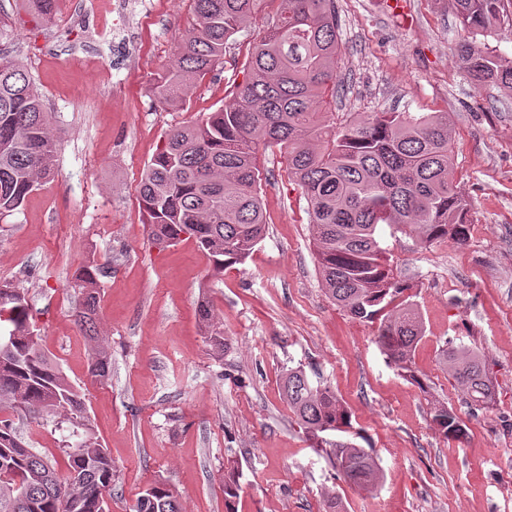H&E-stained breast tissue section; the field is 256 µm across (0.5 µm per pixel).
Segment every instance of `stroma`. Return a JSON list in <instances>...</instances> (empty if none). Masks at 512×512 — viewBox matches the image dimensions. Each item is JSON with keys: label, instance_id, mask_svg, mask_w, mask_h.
<instances>
[{"label": "stroma", "instance_id": "35a3bbf8", "mask_svg": "<svg viewBox=\"0 0 512 512\" xmlns=\"http://www.w3.org/2000/svg\"><path fill=\"white\" fill-rule=\"evenodd\" d=\"M336 0L342 53L337 115L444 112L455 181L470 204L468 238L421 244L386 237L394 277L407 282L424 322L413 362L419 383L388 366L378 322L352 318L326 296L307 201L280 148L262 152L268 229L244 263L214 275L193 240L155 243L139 182L166 132L230 102L249 77L248 51L275 19L266 6L230 39L224 64L160 111L157 77L196 23L191 0H58L52 23L22 0H0V55L22 61L54 117L50 179L0 221V283L24 291L45 350L85 397L116 468L112 512L166 484L183 512H225L224 465L241 474L237 512H324L335 491L344 512H512V95L477 88L452 55L450 0ZM106 265L98 318L112 373L89 372L72 288L86 263ZM208 300L227 347L214 357L196 307ZM478 349L495 387L470 409L440 363L442 350ZM330 386L351 414L380 480L370 491L339 477L330 446L313 447L281 393L288 370ZM464 422V441L433 427L434 404ZM31 448L53 455L68 432L54 418L20 417Z\"/></svg>", "mask_w": 512, "mask_h": 512}]
</instances>
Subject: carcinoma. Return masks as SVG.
<instances>
[{
  "label": "carcinoma",
  "mask_w": 512,
  "mask_h": 512,
  "mask_svg": "<svg viewBox=\"0 0 512 512\" xmlns=\"http://www.w3.org/2000/svg\"><path fill=\"white\" fill-rule=\"evenodd\" d=\"M464 33L455 55L479 87L512 92V58L484 53L469 36L501 24L504 0H452ZM48 23L55 0H26ZM196 24L180 44L172 67L156 83L165 110L186 102L198 80L224 63L229 39L257 19L264 4H277V20L253 44L249 78L233 102L196 122L173 129L146 166L140 201L153 239L174 243L187 236L206 251L213 272L243 263L263 239L260 151L286 150L288 178L303 190L311 215L321 282L327 297L349 316L381 319L377 343L388 362L414 382L412 357L423 337V319L405 297L410 286L395 279L375 251L385 224L428 243L463 242L470 207L454 182L448 121L440 113L374 112L336 121L327 97L336 96L341 49L335 0H192ZM52 113L22 63L0 57V220L12 215L48 178L57 145ZM99 264L81 266L72 287L82 302L75 321L92 342L90 374L110 375L111 355L98 319ZM198 316L213 354H224V325L208 301ZM441 363L472 409L489 406L494 389L483 356L466 347L443 351ZM283 395L312 437L336 434L337 474L367 489L380 478L372 450L347 439L351 420L327 386L315 385L301 368L288 371ZM44 414L72 427L65 444L67 474L33 451L8 418H0V512H104L112 498V458L95 436L80 392L34 335L25 293L0 285V413ZM444 439L461 440L466 426L441 405L431 411ZM236 461L227 460L225 512H236ZM133 512H182L163 483L143 491Z\"/></svg>",
  "instance_id": "carcinoma-1"
}]
</instances>
